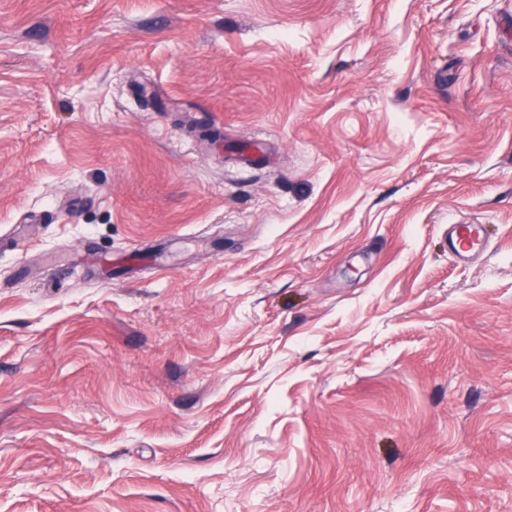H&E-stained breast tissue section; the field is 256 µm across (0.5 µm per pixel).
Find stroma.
I'll return each mask as SVG.
<instances>
[{"label": "stroma", "mask_w": 512, "mask_h": 512, "mask_svg": "<svg viewBox=\"0 0 512 512\" xmlns=\"http://www.w3.org/2000/svg\"><path fill=\"white\" fill-rule=\"evenodd\" d=\"M0 512H512V0H0ZM448 243L453 253L467 260L485 247V238L477 224H452L448 228Z\"/></svg>", "instance_id": "35a3bbf8"}]
</instances>
